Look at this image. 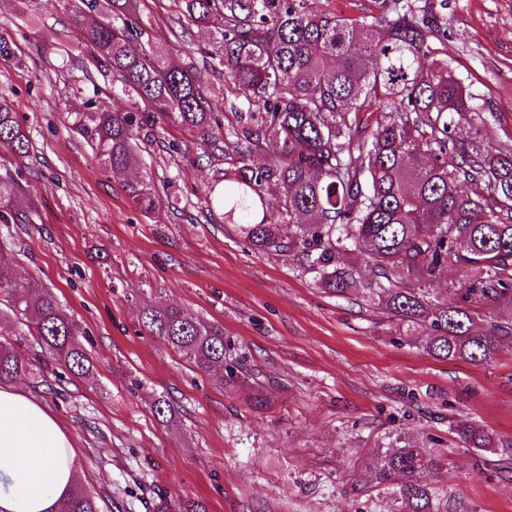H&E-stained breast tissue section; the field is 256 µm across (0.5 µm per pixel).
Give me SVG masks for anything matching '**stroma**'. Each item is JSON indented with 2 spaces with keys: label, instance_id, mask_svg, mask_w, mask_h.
<instances>
[{
  "label": "stroma",
  "instance_id": "1",
  "mask_svg": "<svg viewBox=\"0 0 512 512\" xmlns=\"http://www.w3.org/2000/svg\"><path fill=\"white\" fill-rule=\"evenodd\" d=\"M444 5L447 63L512 146V0ZM143 40L178 51L202 72L222 124L224 77L207 70L217 24H188L179 0H140ZM80 41L68 0H0V98L31 141L27 156L0 146V175L18 181L26 224H0L21 282L52 289L87 331L89 377L69 376L34 337L46 383L16 385L42 402L73 442L78 482L104 512H393L367 465L406 435L438 450L445 472L425 474L439 512H512V473L490 465L450 425L471 421L496 448L512 446V349L484 363L442 360L428 329L409 328L357 294L320 289L294 255H260L209 209L208 185L227 168L205 130L160 121L141 130L137 161L106 168L78 129L92 101L130 100L94 67L53 42ZM150 178L147 210L127 185ZM173 304L223 326L226 360L208 371L148 335L143 308ZM173 407L154 412L157 398Z\"/></svg>",
  "mask_w": 512,
  "mask_h": 512
}]
</instances>
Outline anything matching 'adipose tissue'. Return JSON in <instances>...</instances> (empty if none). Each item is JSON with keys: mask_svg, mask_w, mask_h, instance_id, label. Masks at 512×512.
I'll use <instances>...</instances> for the list:
<instances>
[{"mask_svg": "<svg viewBox=\"0 0 512 512\" xmlns=\"http://www.w3.org/2000/svg\"><path fill=\"white\" fill-rule=\"evenodd\" d=\"M0 455V512H53L75 482L70 436L16 388H0Z\"/></svg>", "mask_w": 512, "mask_h": 512, "instance_id": "1", "label": "adipose tissue"}]
</instances>
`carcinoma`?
<instances>
[{
    "label": "carcinoma",
    "mask_w": 512,
    "mask_h": 512,
    "mask_svg": "<svg viewBox=\"0 0 512 512\" xmlns=\"http://www.w3.org/2000/svg\"><path fill=\"white\" fill-rule=\"evenodd\" d=\"M140 0H74L86 20L87 62L112 75V85L166 120L208 128L216 122L209 87L192 65H181L141 36ZM191 23L222 22L220 48L210 67L224 74V98L241 105L224 129L231 167L206 194L258 254L292 253L325 292L360 293L400 322L431 332L429 352L442 359L484 362L512 348V149L492 136L467 146L454 136L475 112L471 95L435 58L432 45L447 37L443 18L417 0H374L376 10L344 16L322 0H181ZM361 112L389 113L388 121L359 126ZM80 124L95 155L114 170L135 159L139 110L100 104ZM0 145L24 157L30 142L17 113L0 99ZM272 149L262 164L257 153ZM279 189L271 197L270 186ZM19 183L0 178V224H18L13 209ZM155 188L142 179L128 195L149 210ZM342 253L374 269L339 267ZM453 265L462 272L448 286L453 304L432 300L431 285ZM0 294L27 319L31 335L62 369L90 374L78 325L49 289L21 284L11 255L0 249ZM495 323L475 329L481 310ZM150 334L185 354L201 370L224 364V327L181 309H143ZM41 377L36 363L0 342V384ZM473 448L491 437L473 423L452 427ZM446 459L417 441L396 446L370 469L376 483L394 488L399 512H434L424 473ZM55 512H102L96 497L75 484Z\"/></svg>",
    "instance_id": "cac0c4a2"
}]
</instances>
